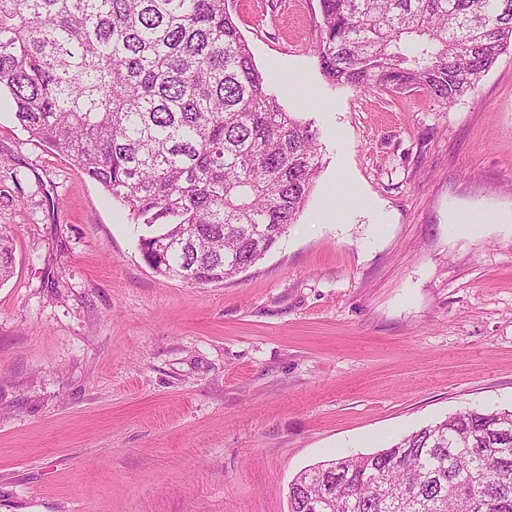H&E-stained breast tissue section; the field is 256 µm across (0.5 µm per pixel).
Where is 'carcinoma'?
Masks as SVG:
<instances>
[{
	"label": "carcinoma",
	"instance_id": "carcinoma-1",
	"mask_svg": "<svg viewBox=\"0 0 512 512\" xmlns=\"http://www.w3.org/2000/svg\"><path fill=\"white\" fill-rule=\"evenodd\" d=\"M333 85L454 104L512 47V0H319ZM126 206L158 275L222 283L295 223L318 131L267 93L226 0H0V92ZM13 268L0 231V282ZM290 512H512V411L448 415L290 484Z\"/></svg>",
	"mask_w": 512,
	"mask_h": 512
}]
</instances>
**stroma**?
Wrapping results in <instances>:
<instances>
[{"mask_svg": "<svg viewBox=\"0 0 512 512\" xmlns=\"http://www.w3.org/2000/svg\"><path fill=\"white\" fill-rule=\"evenodd\" d=\"M228 8L322 156L296 223L235 279L156 275L128 208L0 96V512H289L310 465L512 410V50L446 108L329 83L318 0ZM340 176L368 207L334 220ZM467 209L486 223L459 229Z\"/></svg>", "mask_w": 512, "mask_h": 512, "instance_id": "1", "label": "stroma"}]
</instances>
